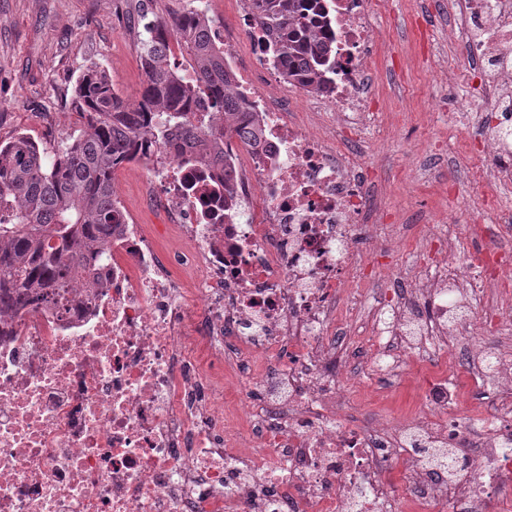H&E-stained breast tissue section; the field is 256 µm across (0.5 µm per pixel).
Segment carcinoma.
Segmentation results:
<instances>
[{
  "mask_svg": "<svg viewBox=\"0 0 512 512\" xmlns=\"http://www.w3.org/2000/svg\"><path fill=\"white\" fill-rule=\"evenodd\" d=\"M249 8L283 79L330 92L336 37L323 0H249ZM143 30L137 104L129 105L92 63L75 88L78 133L51 154L25 134L0 143L1 318L100 287L97 271L109 261L114 225L123 223L112 184L119 165L156 148L176 156L185 145L195 149L190 165H214L226 141L257 140L203 11L182 8ZM183 127L192 128L186 139L176 135Z\"/></svg>",
  "mask_w": 512,
  "mask_h": 512,
  "instance_id": "1",
  "label": "carcinoma"
}]
</instances>
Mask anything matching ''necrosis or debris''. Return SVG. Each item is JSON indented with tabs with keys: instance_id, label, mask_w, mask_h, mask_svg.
Instances as JSON below:
<instances>
[{
	"instance_id": "obj_1",
	"label": "necrosis or debris",
	"mask_w": 512,
	"mask_h": 512,
	"mask_svg": "<svg viewBox=\"0 0 512 512\" xmlns=\"http://www.w3.org/2000/svg\"><path fill=\"white\" fill-rule=\"evenodd\" d=\"M446 9L467 58L453 102L478 107L486 187L512 189V0ZM331 12L334 88L306 95L322 125L228 49L260 144L227 142L205 174L149 160L142 194L179 233L180 272L130 219L94 296L0 320V512H512V349L478 340L512 315V209L430 223L414 277L394 273L411 227L390 223L355 146L380 121L378 42L365 0ZM383 271L390 287L371 288ZM415 358L463 367L483 409L448 420L443 379L427 416L354 421L356 378L402 383Z\"/></svg>"
}]
</instances>
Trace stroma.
<instances>
[{"label": "stroma", "mask_w": 512, "mask_h": 512, "mask_svg": "<svg viewBox=\"0 0 512 512\" xmlns=\"http://www.w3.org/2000/svg\"><path fill=\"white\" fill-rule=\"evenodd\" d=\"M382 40L373 69L377 108L386 119L365 135L370 177L381 184L392 223L418 224L437 215L465 223L482 185L470 158L449 167L433 153L457 130L440 121L436 106L448 98L442 78L464 65L460 44L448 39V17L434 0H370ZM180 0H0V142L17 134L53 149L80 127L73 108L78 77L99 63L129 102L139 99L144 73L139 39L145 20L165 16ZM220 30L233 37L244 69L263 79L249 52L239 0H193ZM395 81H388L390 68ZM144 162L124 166L116 193L141 223L164 221L141 194ZM431 366L413 360L402 385L375 380L356 384L352 404L373 419H396L416 410Z\"/></svg>", "instance_id": "1"}]
</instances>
